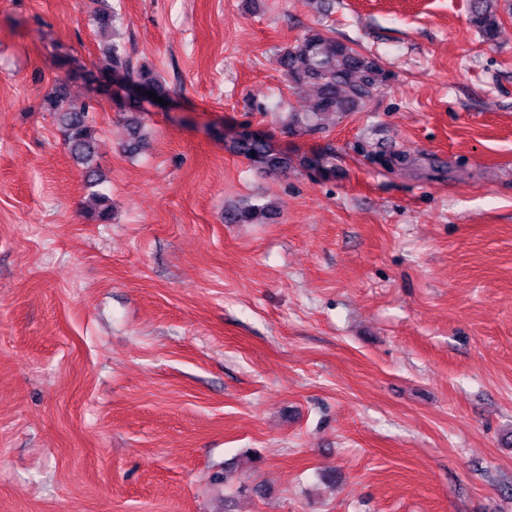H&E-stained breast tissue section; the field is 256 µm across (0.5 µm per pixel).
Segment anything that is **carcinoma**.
<instances>
[{
	"label": "carcinoma",
	"mask_w": 512,
	"mask_h": 512,
	"mask_svg": "<svg viewBox=\"0 0 512 512\" xmlns=\"http://www.w3.org/2000/svg\"><path fill=\"white\" fill-rule=\"evenodd\" d=\"M95 22L101 29H114L122 23V18L110 9H102L96 13ZM469 22L484 41L496 40L501 19L493 11L492 0H470ZM102 55L105 72L121 74L159 97L166 94V87L155 73L132 67L124 45L114 42L103 49ZM279 65L290 84L297 87L311 84L316 88L310 115L317 119L326 114L354 111L392 79L389 72L349 44L314 30L284 48ZM97 92L110 98L115 111L129 125L131 138L126 151L138 152L143 141L140 109L132 107L119 91L107 85L100 86ZM45 105L54 112L65 143L72 157L83 167L87 187L92 189V204L86 207L87 216L100 224L110 222L109 198L97 190V186L104 183V177L93 163L94 130L89 122V106L71 108L61 88L47 96ZM239 150L271 173H284L288 169V158L274 152L263 138L242 140ZM270 215L266 206L249 205L224 213V219L230 223H251L260 216L267 219Z\"/></svg>",
	"instance_id": "obj_1"
}]
</instances>
